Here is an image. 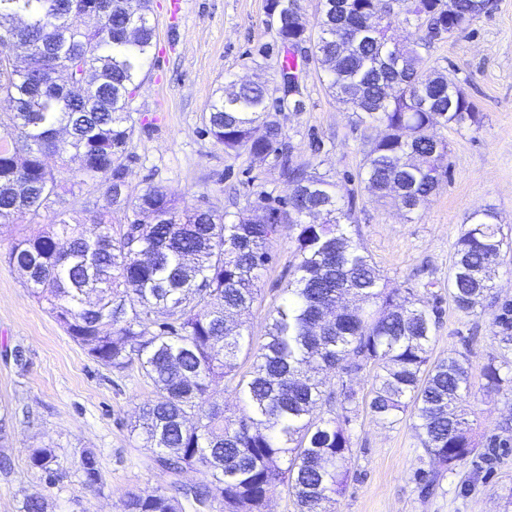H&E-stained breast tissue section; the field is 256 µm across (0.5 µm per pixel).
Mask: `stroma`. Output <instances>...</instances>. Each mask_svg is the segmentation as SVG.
Instances as JSON below:
<instances>
[{
  "label": "stroma",
  "instance_id": "obj_1",
  "mask_svg": "<svg viewBox=\"0 0 512 512\" xmlns=\"http://www.w3.org/2000/svg\"><path fill=\"white\" fill-rule=\"evenodd\" d=\"M494 8L452 39L424 49L429 68L448 70L475 102L476 127L436 128L448 142V178L419 216L378 202L361 180L365 152L379 129L357 123L327 89L316 61H307L302 81L306 107L279 119L292 144V165L317 169L353 200L356 242L371 256L391 288L411 289L437 305L440 319L430 346L432 359L457 350L467 355V398L477 419L478 440L512 426V387L486 391L488 363L512 373V345L495 340L496 318L512 304V250L497 267L493 296L463 311L448 295L454 245L468 215L493 209L512 235V0ZM156 40L128 108L135 133L128 146L127 191L150 186L169 192L180 205L201 206L225 223L258 217V192L288 197L291 185L274 157L230 155L204 131L206 106L225 78L263 79L275 85L279 57L270 48L276 33L265 24L266 0H151ZM20 220L0 227V411L9 413L8 438L0 442V512H20L25 496L46 497L48 512H120L126 493L195 484L191 470L174 475L134 431L138 407L153 388L132 366L118 372L90 356L30 296L20 274L2 261L14 239L50 223ZM269 249L273 260L260 282V296L243 317L254 342L266 334L270 310L280 304L298 262L294 232L282 226ZM352 455L347 488L333 512H512V451L482 460L473 452L454 470L439 474L423 494L417 472L433 464L409 418L393 426L359 406L345 423ZM51 447L54 482L31 467L32 449ZM95 454L102 485L87 487L79 466L82 451Z\"/></svg>",
  "mask_w": 512,
  "mask_h": 512
}]
</instances>
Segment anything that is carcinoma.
<instances>
[{
  "instance_id": "1",
  "label": "carcinoma",
  "mask_w": 512,
  "mask_h": 512,
  "mask_svg": "<svg viewBox=\"0 0 512 512\" xmlns=\"http://www.w3.org/2000/svg\"><path fill=\"white\" fill-rule=\"evenodd\" d=\"M91 1L100 9L97 26L73 25L71 16ZM485 7L486 0H320L316 32L290 18L277 34L282 53L294 58L292 41H308L336 100L358 122L385 127L366 152L362 181L409 216L448 177V142L434 127L480 124L456 79L429 77L419 48L467 29ZM149 11V0H0V100L7 134L21 143L0 148V224L34 221L68 193L58 175L72 156L84 161L82 175L107 181L109 205L135 216L116 226L109 210L87 230L58 212L42 233L15 239L6 263L96 361L118 371L138 364L153 397L139 406L134 429L164 467L203 475L195 504L218 497L222 512H264L283 484L298 512H331L352 452L340 422L350 421L359 398L345 386L335 402L317 376L325 370L371 371L367 406L375 419L393 425L409 415L426 452L453 469L475 448L468 360L450 352L430 361L437 311L410 289L382 283L348 230L353 202L335 183L315 168L289 166L291 145L265 83L227 80L206 118V132L226 152L273 154L292 185L284 201L258 194L265 211L295 227L298 259L263 342H245L234 317L258 300L281 225L227 224L208 209L179 207L159 187L134 199L125 192L135 131L128 101L155 36ZM413 21L419 41L394 42V28ZM11 36L28 50L19 62ZM322 213L321 224L303 221ZM511 248L494 210L469 214L448 273L459 309L489 296L486 271ZM244 347L253 363L239 379L235 360ZM484 377L491 391L509 382L493 363ZM220 384L246 400L241 414L218 401ZM29 460L55 479L51 448L33 449ZM80 466L88 486L102 484L92 453ZM182 499L176 485L129 492L122 512H182Z\"/></svg>"
}]
</instances>
